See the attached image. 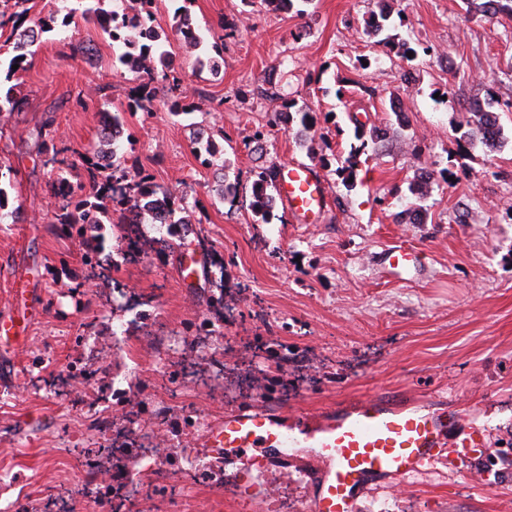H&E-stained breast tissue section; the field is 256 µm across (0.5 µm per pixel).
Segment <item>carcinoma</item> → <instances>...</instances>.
Segmentation results:
<instances>
[{
    "label": "carcinoma",
    "instance_id": "obj_1",
    "mask_svg": "<svg viewBox=\"0 0 512 512\" xmlns=\"http://www.w3.org/2000/svg\"><path fill=\"white\" fill-rule=\"evenodd\" d=\"M31 0H0V30L10 28L8 39L13 41L14 55L6 69L0 70V117L10 116L22 111L23 98L15 94L13 81L17 79L18 72L24 70L26 62V49L36 42L35 36L54 30L57 17L51 16L34 21L32 26H24L29 16ZM140 10L133 17L123 13L120 15L112 11L97 12L101 28L107 33L112 44L119 50L117 60L119 63L136 74V86L128 100L131 110L152 112L156 105H163L168 111L175 114H190L197 111V105L187 101L186 92L181 89V79L168 66V51L165 49L168 36L163 31L154 30L153 40L141 45L136 38L125 34V29L133 28L139 23L150 24L153 21L151 5L153 0H139ZM466 5L465 14L470 16L472 11L491 9L493 12L512 18V0H486L478 3L476 0H463ZM142 51V56L148 58L151 66L146 70L136 67L130 60L133 49ZM17 69H12L13 65ZM294 103L285 101L281 109L275 113V123L288 125L299 117V122L305 127L312 126L316 118L310 112H291ZM354 137L358 144L351 146L344 164L335 169V174L344 183L353 181L358 159L365 153L369 143H373L378 136H367L365 126L360 122L354 123ZM104 143L108 153L112 155V166L104 169L98 165L96 158L103 151L84 152L80 154V161L85 171V182L74 188L63 176L66 168L74 162L61 156L57 149L45 150L43 165L50 169L54 178L50 183L51 195L55 203L49 223L63 233H70L73 229H82L85 224L98 223V215L108 204L120 203L134 206L139 200L151 197L158 193V187L151 178L141 172H132L121 164L119 154L120 144L112 142V136H104ZM279 176L277 166L269 165L259 168L254 174L252 183V200L250 207L255 214L266 218V214L273 201L272 191ZM82 195L74 197L75 190Z\"/></svg>",
    "mask_w": 512,
    "mask_h": 512
}]
</instances>
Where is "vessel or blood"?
Wrapping results in <instances>:
<instances>
[{"label": "vessel or blood", "mask_w": 512, "mask_h": 512, "mask_svg": "<svg viewBox=\"0 0 512 512\" xmlns=\"http://www.w3.org/2000/svg\"><path fill=\"white\" fill-rule=\"evenodd\" d=\"M276 192L301 224L320 223L326 214V187L314 168L294 162L280 168ZM416 253L393 249L386 255L390 272L410 273ZM13 302L0 315V343H24L31 314L25 279L14 281ZM458 424L456 413L394 408L369 396L348 397L313 415L271 412L253 402L226 411L201 436L200 447L217 457H234L245 473L253 471L256 448L312 449L316 483L311 512H355L356 494L364 480L396 485L441 460L448 432ZM486 446L484 427L472 426L453 450L454 462L469 464Z\"/></svg>", "instance_id": "1"}]
</instances>
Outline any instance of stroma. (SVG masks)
<instances>
[{
  "label": "stroma",
  "instance_id": "stroma-1",
  "mask_svg": "<svg viewBox=\"0 0 512 512\" xmlns=\"http://www.w3.org/2000/svg\"><path fill=\"white\" fill-rule=\"evenodd\" d=\"M183 10L197 27L236 32L222 52L187 51L176 30ZM152 12L197 112L129 110L135 75L86 13L75 17L76 37L91 54L72 55L57 32L43 34L15 88L22 112L0 118V164L11 169L0 188L21 212L19 223L0 224V312L19 275L36 311L24 345L0 353V476L26 485L18 512H67L80 492L78 450L111 445L87 408L123 379L125 395L108 407L118 428L154 404L218 418L267 396L306 413L353 394L457 407L487 429L486 452L472 466L439 463L398 488L369 491L356 512H512V19L464 18L461 0H397L389 24L417 49L408 61L367 26L378 0H312L302 14L263 0H154ZM363 56L369 68L359 66ZM283 59L287 70L269 78ZM407 70L416 76L409 85ZM490 91L503 128L494 150L472 136L469 110ZM286 98L315 113V125H272ZM103 111L121 118L124 166L186 192L188 232L129 223L116 204L90 240L49 224L52 176L36 132L48 125L56 146L97 148ZM356 118L387 138L360 156L348 187L335 170ZM209 142L218 147L212 159ZM289 160L324 180L322 223H293L280 203L257 223L255 170ZM425 167L449 178L419 199L408 186ZM226 189L236 205L224 201ZM413 206L423 223L406 221ZM90 244L101 258L94 266L84 262ZM393 244L416 251V271L399 278L384 268ZM186 247L202 256L193 288L178 278ZM205 316L214 336L201 345L192 332ZM118 324L127 339L112 368L81 385L71 371L89 365V337ZM173 332L183 345L159 358L155 337ZM138 479L135 498L109 499L100 512H242L249 495L244 476L234 491ZM312 481L298 461L277 472L272 512H308Z\"/></svg>",
  "mask_w": 512,
  "mask_h": 512
}]
</instances>
